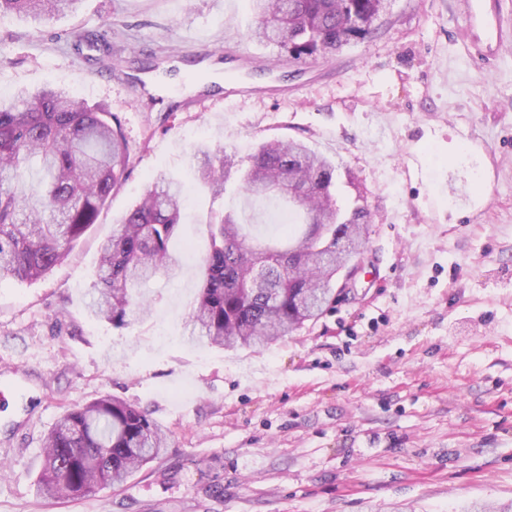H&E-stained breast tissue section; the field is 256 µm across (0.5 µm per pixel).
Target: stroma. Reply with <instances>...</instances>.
I'll list each match as a JSON object with an SVG mask.
<instances>
[{"label": "stroma", "mask_w": 512, "mask_h": 512, "mask_svg": "<svg viewBox=\"0 0 512 512\" xmlns=\"http://www.w3.org/2000/svg\"><path fill=\"white\" fill-rule=\"evenodd\" d=\"M383 25L283 72L287 97L225 62L286 57L254 37L249 0H83L36 22L0 15V95L62 87L116 114L131 169L69 258L0 281V512H461L512 501V43L472 62L458 0H387ZM89 35L82 51L74 32ZM299 139L336 167L337 200L368 211L350 288L264 348L224 350L189 313L211 215L275 237L287 208L193 184L203 144L245 159ZM188 186L175 278L112 327L87 303L99 244L152 174ZM109 393L169 436L120 488L47 500L45 436Z\"/></svg>", "instance_id": "35a3bbf8"}]
</instances>
